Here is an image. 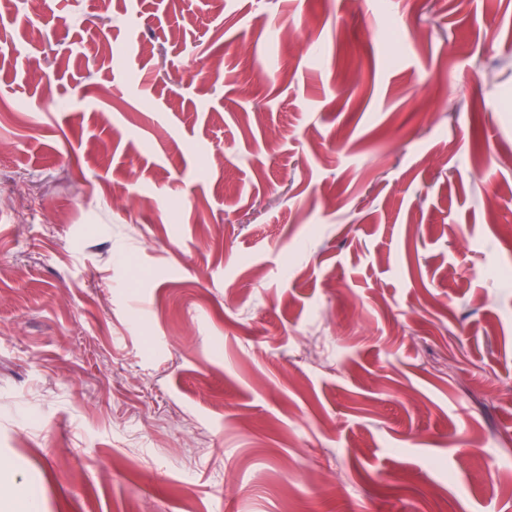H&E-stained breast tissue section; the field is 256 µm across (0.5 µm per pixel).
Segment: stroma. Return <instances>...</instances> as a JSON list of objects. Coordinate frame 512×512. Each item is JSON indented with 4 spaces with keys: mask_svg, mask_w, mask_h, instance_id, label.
I'll return each instance as SVG.
<instances>
[{
    "mask_svg": "<svg viewBox=\"0 0 512 512\" xmlns=\"http://www.w3.org/2000/svg\"><path fill=\"white\" fill-rule=\"evenodd\" d=\"M26 486L512 512V0H0Z\"/></svg>",
    "mask_w": 512,
    "mask_h": 512,
    "instance_id": "stroma-1",
    "label": "stroma"
}]
</instances>
